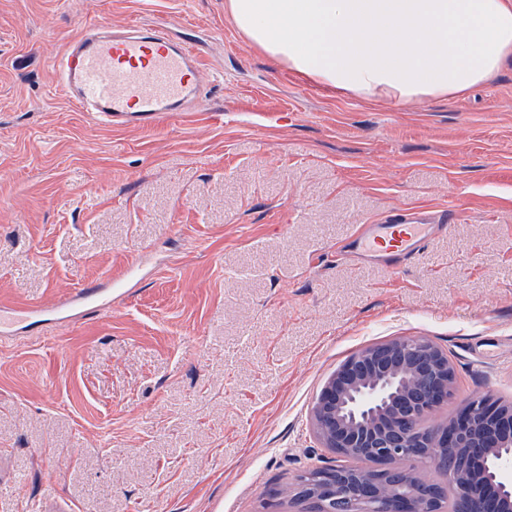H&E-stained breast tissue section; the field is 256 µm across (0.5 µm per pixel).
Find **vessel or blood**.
<instances>
[{
    "label": "vessel or blood",
    "instance_id": "1",
    "mask_svg": "<svg viewBox=\"0 0 512 512\" xmlns=\"http://www.w3.org/2000/svg\"><path fill=\"white\" fill-rule=\"evenodd\" d=\"M55 67L61 77L59 90L69 102L116 127L152 125L162 115L180 111L201 90L193 49L143 27L110 37L88 30L68 44ZM447 222L444 211L424 215L406 210L360 226L348 246L366 257L393 262L419 254ZM104 294L103 286L90 285L44 306L1 311L0 334L8 335L13 325L47 312L55 321H69L101 308Z\"/></svg>",
    "mask_w": 512,
    "mask_h": 512
}]
</instances>
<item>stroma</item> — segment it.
<instances>
[{
  "instance_id": "obj_1",
  "label": "stroma",
  "mask_w": 512,
  "mask_h": 512,
  "mask_svg": "<svg viewBox=\"0 0 512 512\" xmlns=\"http://www.w3.org/2000/svg\"><path fill=\"white\" fill-rule=\"evenodd\" d=\"M93 21L190 44L195 110L110 128L68 102L53 63ZM410 208L451 216L422 254L341 253ZM134 262L111 308L0 337V512H303L285 488L343 462L320 390L400 337L455 367L436 422L512 404V64L372 103L273 65L224 0H0V307Z\"/></svg>"
}]
</instances>
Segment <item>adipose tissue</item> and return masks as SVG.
I'll return each instance as SVG.
<instances>
[{
  "label": "adipose tissue",
  "instance_id": "adipose-tissue-1",
  "mask_svg": "<svg viewBox=\"0 0 512 512\" xmlns=\"http://www.w3.org/2000/svg\"><path fill=\"white\" fill-rule=\"evenodd\" d=\"M279 66L368 102L465 96L512 61V0H225Z\"/></svg>",
  "mask_w": 512,
  "mask_h": 512
}]
</instances>
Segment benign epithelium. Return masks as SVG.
Wrapping results in <instances>:
<instances>
[{"mask_svg": "<svg viewBox=\"0 0 512 512\" xmlns=\"http://www.w3.org/2000/svg\"><path fill=\"white\" fill-rule=\"evenodd\" d=\"M455 370L448 354L422 337L396 339L348 357L326 381L312 408L313 429L333 453H371L374 467L353 491L338 471L322 469V486L307 498L310 512L327 499L346 500V512H441L440 493L419 479L407 494H381L400 484L425 457L423 448L458 450L462 467L447 472L459 491L458 512H512V405L487 396L469 400L439 427L423 421L453 394Z\"/></svg>", "mask_w": 512, "mask_h": 512, "instance_id": "1", "label": "benign epithelium"}]
</instances>
